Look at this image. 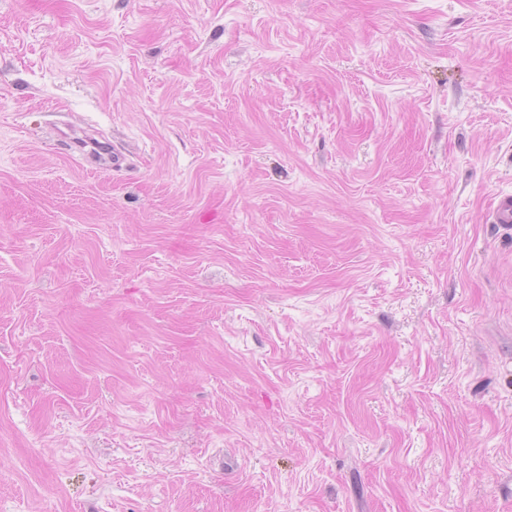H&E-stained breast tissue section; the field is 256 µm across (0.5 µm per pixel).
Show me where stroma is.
Returning a JSON list of instances; mask_svg holds the SVG:
<instances>
[{
	"mask_svg": "<svg viewBox=\"0 0 512 512\" xmlns=\"http://www.w3.org/2000/svg\"><path fill=\"white\" fill-rule=\"evenodd\" d=\"M502 193L512 0H0V512H512Z\"/></svg>",
	"mask_w": 512,
	"mask_h": 512,
	"instance_id": "1",
	"label": "stroma"
}]
</instances>
